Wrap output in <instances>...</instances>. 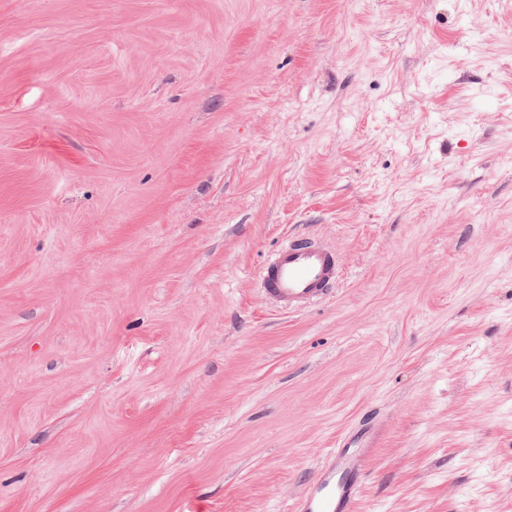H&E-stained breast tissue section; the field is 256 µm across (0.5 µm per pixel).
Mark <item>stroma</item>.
Segmentation results:
<instances>
[{"instance_id": "stroma-1", "label": "stroma", "mask_w": 512, "mask_h": 512, "mask_svg": "<svg viewBox=\"0 0 512 512\" xmlns=\"http://www.w3.org/2000/svg\"><path fill=\"white\" fill-rule=\"evenodd\" d=\"M371 406L358 512H512V0H0V512H287ZM341 272L337 247L318 236L293 235L263 265L258 287L270 307L294 312L330 300Z\"/></svg>"}]
</instances>
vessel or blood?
Segmentation results:
<instances>
[{
	"label": "vessel or blood",
	"mask_w": 512,
	"mask_h": 512,
	"mask_svg": "<svg viewBox=\"0 0 512 512\" xmlns=\"http://www.w3.org/2000/svg\"><path fill=\"white\" fill-rule=\"evenodd\" d=\"M341 272L337 247L317 236L293 235L263 265L258 287L270 307L294 312L330 300ZM382 426L379 411L363 414L325 455L290 512H357L367 478L366 460Z\"/></svg>",
	"instance_id": "obj_1"
}]
</instances>
